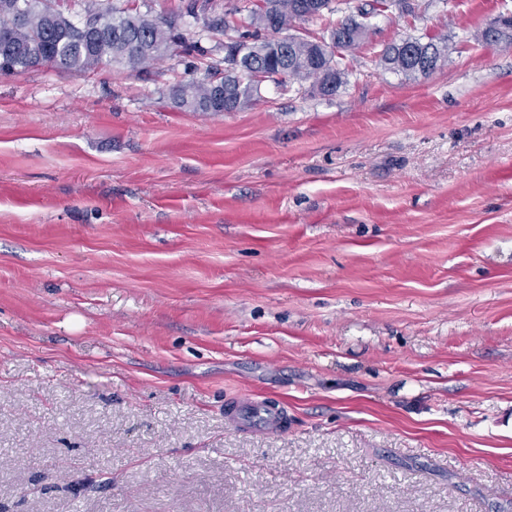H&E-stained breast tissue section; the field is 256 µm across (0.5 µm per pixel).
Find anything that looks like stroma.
I'll return each mask as SVG.
<instances>
[{"label":"stroma","mask_w":512,"mask_h":512,"mask_svg":"<svg viewBox=\"0 0 512 512\" xmlns=\"http://www.w3.org/2000/svg\"><path fill=\"white\" fill-rule=\"evenodd\" d=\"M506 13L236 112L172 106L179 51L0 75V512H512ZM406 34L458 44L408 81Z\"/></svg>","instance_id":"stroma-1"}]
</instances>
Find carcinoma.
<instances>
[{"mask_svg":"<svg viewBox=\"0 0 512 512\" xmlns=\"http://www.w3.org/2000/svg\"><path fill=\"white\" fill-rule=\"evenodd\" d=\"M47 0H0V29L10 28L9 43L0 39V72L15 69L22 73L50 67L66 73H91L101 65L116 63L133 72L149 71L150 67L170 55L175 48L193 50L177 33V20L164 17L162 24L144 23L141 14L129 8L105 7L97 0H86L84 19H96L103 14L112 16L108 34L91 39L82 30L83 23L52 19ZM299 0H265V6L255 4L247 14L240 15L234 5L224 14L211 17L207 27L229 35L230 50L224 56V70L242 74L262 71L272 75V81L283 92H298L310 82V91L331 84L330 96H335L347 84L349 69L344 63L354 49L368 41L374 19L382 14L398 12L399 16H416L420 5L415 0H323L321 19L334 12L343 13L325 33H312L292 39L286 48L287 76L278 77L262 51L269 26L278 22L284 30L295 23L307 21L300 14ZM453 44L446 37L406 35L384 47L380 63L384 69L408 79H416V63L426 61L435 71L448 60ZM260 86L245 81L235 85V98L241 106L259 98ZM169 99L184 112H222L224 106L213 103L207 78L182 81L170 88Z\"/></svg>","mask_w":512,"mask_h":512,"instance_id":"carcinoma-1","label":"carcinoma"}]
</instances>
